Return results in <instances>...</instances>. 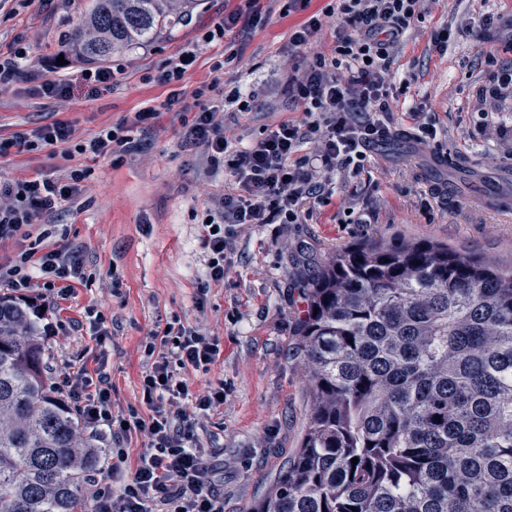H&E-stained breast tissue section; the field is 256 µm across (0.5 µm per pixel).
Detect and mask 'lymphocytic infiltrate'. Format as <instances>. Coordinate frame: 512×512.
<instances>
[{
  "instance_id": "f902f5d3",
  "label": "lymphocytic infiltrate",
  "mask_w": 512,
  "mask_h": 512,
  "mask_svg": "<svg viewBox=\"0 0 512 512\" xmlns=\"http://www.w3.org/2000/svg\"><path fill=\"white\" fill-rule=\"evenodd\" d=\"M423 0H340L329 51H318L288 83V92L302 108L301 120H287L265 131L250 146L232 147L217 110L195 113L186 143L203 148L213 164H224L240 189L225 193L203 226V277L223 282L233 240L246 224H298L303 204L323 202L330 175L338 169L360 171L374 146L395 137L389 88L393 78L391 51L399 46L411 23L421 18ZM481 61L489 74L479 93L495 102L512 92V58L486 47ZM111 68L84 69L73 80H45L47 97H65L81 87L96 97L111 86ZM162 108L184 111V94L171 91ZM159 108V109H162ZM159 109L136 112L131 124L101 130L75 141L70 124L58 121L29 133L0 139V158L12 152L66 146L68 152L106 157L128 151L137 132L154 125ZM90 169L71 170L66 179L0 182V242L24 235L30 242L15 259L0 263V284L16 297L38 295L44 301L67 299L75 284L84 282V261L74 250L48 249L51 230L31 234L43 215L59 211L77 197ZM164 352H157V345ZM160 344H146L153 362L142 377L143 401L151 411L112 409V382L104 370L66 365L57 393L70 401L89 428H101L112 438V462L105 476L92 479L90 512H224V497L200 449L194 448L196 414H207L224 403L223 387L196 396L192 410L180 406L188 389L179 373L208 369L221 355L218 338L193 327H167ZM139 432L147 440L135 469L123 474L125 442Z\"/></svg>"
}]
</instances>
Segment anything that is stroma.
<instances>
[{
    "label": "stroma",
    "instance_id": "stroma-1",
    "mask_svg": "<svg viewBox=\"0 0 512 512\" xmlns=\"http://www.w3.org/2000/svg\"><path fill=\"white\" fill-rule=\"evenodd\" d=\"M91 5L0 0V51L18 45L29 55L24 79L0 86V138L65 120L82 140L133 120L143 108H160L171 87L159 75L168 59L194 44L197 60L183 89L215 81L228 90H255L257 99L251 111L240 112L211 93L188 99L190 110L223 105L227 137L249 145L276 122L301 118L287 86L314 50H289L288 37L310 13L337 2L311 0L307 10L294 12L288 0H260L259 25L241 20L223 39L207 43L204 34L246 3L198 0L170 33L112 55L113 84L100 96L39 94L44 80L82 69L67 43ZM487 15L512 16V0H433L393 54L398 78L411 80L406 92L393 94V123L411 128L415 106L435 112L447 132V159L404 137L387 141L360 172H334L326 202L310 207L302 223L254 224L239 233L220 283L201 279L202 222L238 185L230 170L212 166L203 149L184 145L177 113L162 111L140 134L138 149L111 157H67L51 146L0 159V179L63 178L74 168L92 170L81 194L45 218L57 227L49 246L64 242L79 251L88 276L60 303L62 319L82 321L81 330L40 339L52 374L70 362L91 370L105 366L115 406L138 408L146 417L141 380L151 334L178 322L218 337L220 361L183 379L193 395L224 388L223 405L200 419L197 445L224 490V512H246L297 455L308 428L312 395L298 336L303 277L335 252L366 240L426 239L512 268V97L482 133L470 110L487 79L481 49L512 44L505 29L477 31ZM446 24L459 34L440 54L431 35ZM91 313L111 332L105 349H98L85 324Z\"/></svg>",
    "mask_w": 512,
    "mask_h": 512
}]
</instances>
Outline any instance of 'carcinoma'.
I'll list each match as a JSON object with an SVG mask.
<instances>
[{
  "label": "carcinoma",
  "instance_id": "carcinoma-1",
  "mask_svg": "<svg viewBox=\"0 0 512 512\" xmlns=\"http://www.w3.org/2000/svg\"><path fill=\"white\" fill-rule=\"evenodd\" d=\"M193 3L94 0L72 46L103 63ZM303 296L308 429L247 512H512V269L430 240L364 242ZM40 333L33 307L0 295V512H84L105 450L55 394Z\"/></svg>",
  "mask_w": 512,
  "mask_h": 512
}]
</instances>
